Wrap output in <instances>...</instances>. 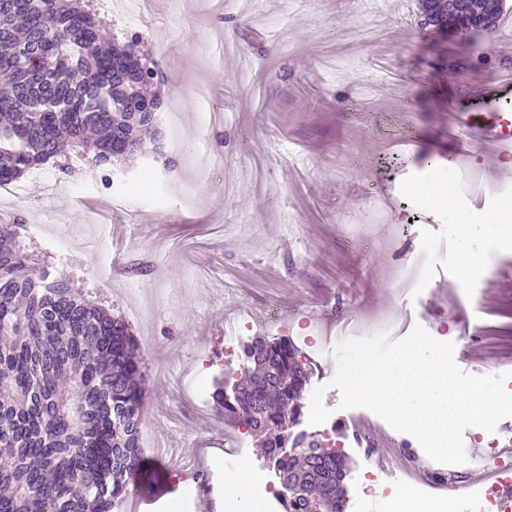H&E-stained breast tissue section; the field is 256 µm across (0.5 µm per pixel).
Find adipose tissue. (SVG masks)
<instances>
[{
	"instance_id": "obj_1",
	"label": "adipose tissue",
	"mask_w": 512,
	"mask_h": 512,
	"mask_svg": "<svg viewBox=\"0 0 512 512\" xmlns=\"http://www.w3.org/2000/svg\"><path fill=\"white\" fill-rule=\"evenodd\" d=\"M448 233L457 244L459 263L469 276L481 267L489 242H496L503 250L512 249V222L500 212L473 213L449 207Z\"/></svg>"
}]
</instances>
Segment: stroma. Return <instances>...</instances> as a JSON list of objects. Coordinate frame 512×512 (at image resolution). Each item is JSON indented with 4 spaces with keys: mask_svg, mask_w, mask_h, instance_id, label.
<instances>
[{
    "mask_svg": "<svg viewBox=\"0 0 512 512\" xmlns=\"http://www.w3.org/2000/svg\"><path fill=\"white\" fill-rule=\"evenodd\" d=\"M154 23L133 15L106 20L140 32L163 76L157 87L178 128L159 122V141L114 165L111 188L99 175L64 176L52 165L27 172L21 197L0 211L23 215L30 238L53 251L52 225L74 231L60 268L81 270L91 287L112 299L138 339L146 364L143 433L195 456L209 496L191 494V473L160 462L143 464L133 489L135 512H233L224 475L233 465L224 439L266 467L260 438L234 429L218 409L215 390L225 367L239 369L241 348L256 339H288L309 374L306 392L326 385L332 414L298 431L325 446L341 443L347 485L373 466L354 447L353 428L374 424L381 453L420 452L414 437L393 430L365 409H340L329 385L336 364L329 350L310 355L300 337L307 321L335 329L348 319H372L398 304L396 283L411 266L433 271L411 312L437 341L453 342L466 372L512 371V340L496 331L512 313V252L488 246L485 265L457 282L455 249H443L448 212L426 204L419 184L437 178L458 207L486 212L467 181L452 179L460 161L492 189L512 191V157L495 155L478 139L459 152L450 114L468 104L478 74L512 71V52L495 34L483 54L460 62L468 34L435 38L419 24L418 0H388L375 13L360 0H151ZM206 85L223 122L199 133L203 114L195 88ZM280 152H271L270 142ZM222 153V179L205 182L200 149ZM127 204L111 207L113 193ZM370 227V238L352 233ZM138 245L126 249L127 237ZM276 308L275 322L258 315ZM254 323L242 326L246 315ZM205 383L200 400L183 389Z\"/></svg>",
    "mask_w": 512,
    "mask_h": 512,
    "instance_id": "obj_1",
    "label": "stroma"
}]
</instances>
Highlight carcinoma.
I'll return each mask as SVG.
<instances>
[{
	"label": "carcinoma",
	"instance_id": "carcinoma-1",
	"mask_svg": "<svg viewBox=\"0 0 512 512\" xmlns=\"http://www.w3.org/2000/svg\"><path fill=\"white\" fill-rule=\"evenodd\" d=\"M459 30L483 41L470 15L500 0H467ZM91 0H0V183L79 155L101 169L157 138L163 101L146 94L158 61L142 35L118 32ZM0 225V512H114L138 479L145 362L128 325L97 292L57 269L25 233ZM246 384L219 395L224 417L267 435L286 512L308 500L346 512L345 457L295 437L308 373L288 340L243 349Z\"/></svg>",
	"mask_w": 512,
	"mask_h": 512
}]
</instances>
